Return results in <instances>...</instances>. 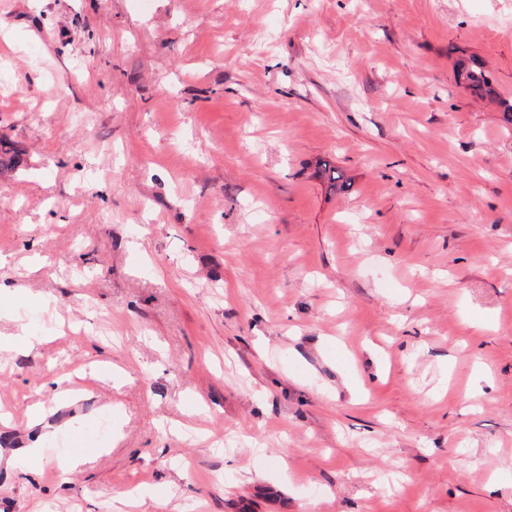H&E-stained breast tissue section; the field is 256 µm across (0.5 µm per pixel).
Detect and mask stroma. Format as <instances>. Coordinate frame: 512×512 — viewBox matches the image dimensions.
Listing matches in <instances>:
<instances>
[{"label": "stroma", "instance_id": "obj_1", "mask_svg": "<svg viewBox=\"0 0 512 512\" xmlns=\"http://www.w3.org/2000/svg\"><path fill=\"white\" fill-rule=\"evenodd\" d=\"M471 55L512 100V0H0V512H512Z\"/></svg>", "mask_w": 512, "mask_h": 512}]
</instances>
